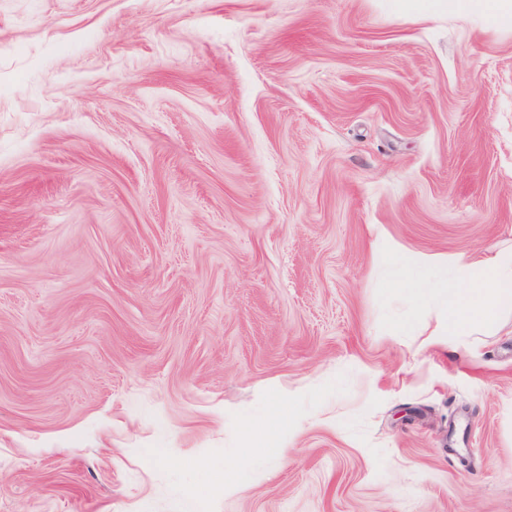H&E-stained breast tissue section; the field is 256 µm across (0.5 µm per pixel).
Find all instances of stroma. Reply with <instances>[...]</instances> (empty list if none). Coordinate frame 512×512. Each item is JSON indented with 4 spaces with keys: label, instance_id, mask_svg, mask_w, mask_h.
Wrapping results in <instances>:
<instances>
[{
    "label": "stroma",
    "instance_id": "stroma-1",
    "mask_svg": "<svg viewBox=\"0 0 512 512\" xmlns=\"http://www.w3.org/2000/svg\"><path fill=\"white\" fill-rule=\"evenodd\" d=\"M511 247L512 23L0 0V512H512V321L384 262Z\"/></svg>",
    "mask_w": 512,
    "mask_h": 512
}]
</instances>
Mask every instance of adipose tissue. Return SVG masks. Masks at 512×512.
<instances>
[{
  "label": "adipose tissue",
  "mask_w": 512,
  "mask_h": 512,
  "mask_svg": "<svg viewBox=\"0 0 512 512\" xmlns=\"http://www.w3.org/2000/svg\"><path fill=\"white\" fill-rule=\"evenodd\" d=\"M392 263L401 272L388 287L389 299L403 298L433 311L438 333L447 337L449 347L474 352L480 337L495 335L512 317V251L462 255L452 261L425 258L421 264L427 273L422 277L405 272L403 258Z\"/></svg>",
  "instance_id": "adipose-tissue-1"
}]
</instances>
